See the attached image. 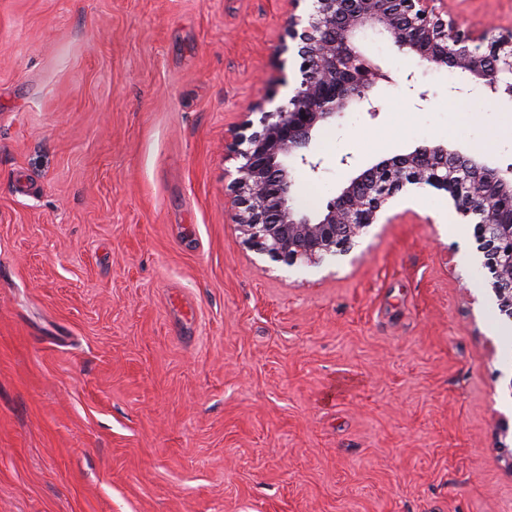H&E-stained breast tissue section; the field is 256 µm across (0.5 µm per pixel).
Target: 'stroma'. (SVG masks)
<instances>
[{"label": "stroma", "mask_w": 512, "mask_h": 512, "mask_svg": "<svg viewBox=\"0 0 512 512\" xmlns=\"http://www.w3.org/2000/svg\"><path fill=\"white\" fill-rule=\"evenodd\" d=\"M288 0H0V512H512V322L446 192L287 266L235 221L228 146L288 96ZM512 30V0H448ZM375 92L297 169L444 143L512 170V101L367 33Z\"/></svg>", "instance_id": "stroma-1"}]
</instances>
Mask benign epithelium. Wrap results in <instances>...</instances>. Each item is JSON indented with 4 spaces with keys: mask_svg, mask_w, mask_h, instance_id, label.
<instances>
[{
    "mask_svg": "<svg viewBox=\"0 0 512 512\" xmlns=\"http://www.w3.org/2000/svg\"><path fill=\"white\" fill-rule=\"evenodd\" d=\"M309 2L307 18H288L287 36L300 58L298 86L272 111L254 105L259 121L246 120L231 147L239 160L232 182L236 223L248 247L289 267L347 256L390 200L427 185L446 192L457 214L474 225L481 268L500 315L512 321V178L505 172L443 143L419 146L356 170L310 216L294 205L296 171L288 164L292 157L318 173L322 160L311 150L318 127L351 107L378 117L370 92L396 79L361 48L365 30L386 34L421 62L447 67L457 78L450 91L477 88L488 101L512 99V34L463 30L443 17L438 0Z\"/></svg>",
    "mask_w": 512,
    "mask_h": 512,
    "instance_id": "1",
    "label": "benign epithelium"
}]
</instances>
